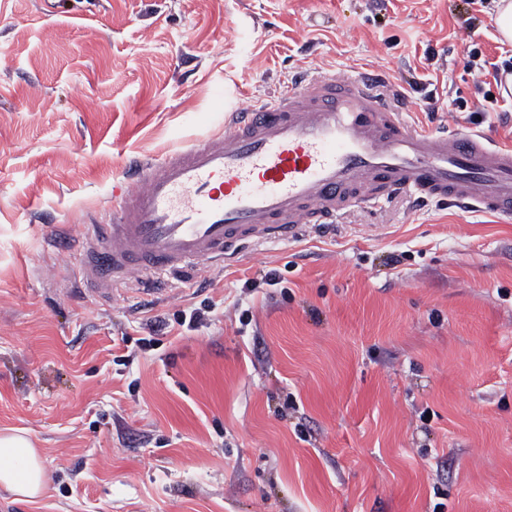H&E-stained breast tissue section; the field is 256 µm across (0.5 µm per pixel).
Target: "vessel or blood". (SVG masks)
Listing matches in <instances>:
<instances>
[{"label":"vessel or blood","mask_w":512,"mask_h":512,"mask_svg":"<svg viewBox=\"0 0 512 512\" xmlns=\"http://www.w3.org/2000/svg\"><path fill=\"white\" fill-rule=\"evenodd\" d=\"M135 167L112 193L111 222L85 225L79 241L81 273L102 298L129 277L292 241L304 225L392 194L512 218V146L479 130L412 128L361 75L308 78L260 105H231L216 130Z\"/></svg>","instance_id":"1"}]
</instances>
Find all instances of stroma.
<instances>
[{
	"label": "stroma",
	"mask_w": 512,
	"mask_h": 512,
	"mask_svg": "<svg viewBox=\"0 0 512 512\" xmlns=\"http://www.w3.org/2000/svg\"><path fill=\"white\" fill-rule=\"evenodd\" d=\"M495 17L493 0H0V429L27 430L48 476L0 512H512V223L399 194L155 297L137 279L97 297L78 247L129 157L304 74L375 75L409 126L511 143Z\"/></svg>",
	"instance_id": "35a3bbf8"
}]
</instances>
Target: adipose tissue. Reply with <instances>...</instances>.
I'll return each instance as SVG.
<instances>
[{
	"instance_id": "1",
	"label": "adipose tissue",
	"mask_w": 512,
	"mask_h": 512,
	"mask_svg": "<svg viewBox=\"0 0 512 512\" xmlns=\"http://www.w3.org/2000/svg\"><path fill=\"white\" fill-rule=\"evenodd\" d=\"M46 482L43 460L27 433L0 431V488L31 502L42 495Z\"/></svg>"
}]
</instances>
